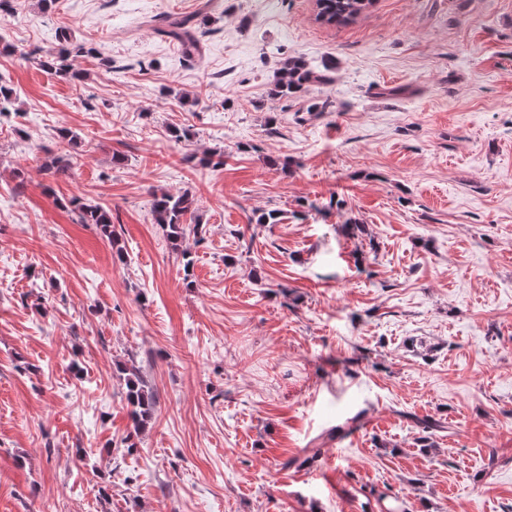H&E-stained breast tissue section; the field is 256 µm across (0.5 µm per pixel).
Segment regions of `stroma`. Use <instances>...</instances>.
Masks as SVG:
<instances>
[{
	"label": "stroma",
	"mask_w": 512,
	"mask_h": 512,
	"mask_svg": "<svg viewBox=\"0 0 512 512\" xmlns=\"http://www.w3.org/2000/svg\"><path fill=\"white\" fill-rule=\"evenodd\" d=\"M317 13L0 0V512H512V0ZM66 28L75 82L25 58ZM297 56L329 82L271 98ZM167 26L168 29L165 32L169 37L180 42L188 56L201 55L202 47L193 33L192 20L190 18H173L168 21ZM197 209V200L189 192L180 194L162 193L155 195L152 202V212L156 224L166 227L167 237L177 242L187 233L198 235L202 232L200 224H184V217ZM58 205L74 207V211L78 212L80 224H94L104 237H112V214L109 210L99 205L82 204L76 197L59 200ZM125 374L126 402L130 407V415L139 427H145L151 419L155 406V397L152 392L145 389L137 370L134 367L121 369Z\"/></svg>",
	"instance_id": "35a3bbf8"
}]
</instances>
